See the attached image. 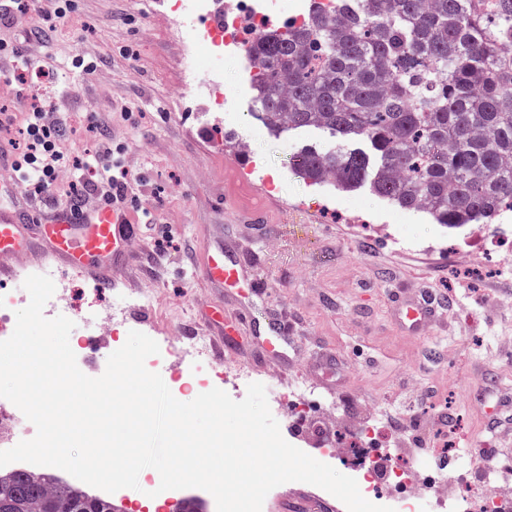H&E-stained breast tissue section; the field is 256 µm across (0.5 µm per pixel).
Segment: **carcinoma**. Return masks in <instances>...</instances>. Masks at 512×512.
<instances>
[{"label": "carcinoma", "mask_w": 512, "mask_h": 512, "mask_svg": "<svg viewBox=\"0 0 512 512\" xmlns=\"http://www.w3.org/2000/svg\"><path fill=\"white\" fill-rule=\"evenodd\" d=\"M257 114L308 182L365 185L450 227L512 211V0H312L248 41ZM0 512H114L47 476L0 475Z\"/></svg>", "instance_id": "carcinoma-1"}]
</instances>
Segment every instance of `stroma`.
I'll list each match as a JSON object with an SVG mask.
<instances>
[{"label": "stroma", "instance_id": "obj_1", "mask_svg": "<svg viewBox=\"0 0 512 512\" xmlns=\"http://www.w3.org/2000/svg\"><path fill=\"white\" fill-rule=\"evenodd\" d=\"M194 18L177 20L168 0H77L74 20L55 30L37 29L32 12L0 29L27 67L58 70L46 99L67 121L71 156L94 148L103 129L124 140L132 194L170 233L158 244L142 230L115 288L100 291L78 276L76 289L97 291L103 304L152 289L151 306L123 313L132 330L158 340L188 333L229 341L219 389L242 400L239 371L254 372L283 438L316 459L310 419L348 444L364 421L390 416L405 432L381 448L402 461L424 459L411 436L432 432L442 417L456 421L460 449L489 440L492 418L512 430V268L498 265L512 245V211L478 234L470 224L433 223L366 188L311 185L291 158L304 144L329 147L328 135L300 129L276 138L252 119L248 62L189 73L183 50ZM128 48L136 58L125 57ZM77 54L98 62L94 75L72 69ZM210 81L220 84L223 107H214ZM218 247L265 288L251 333L234 321L243 302L235 288L202 273L203 258ZM423 293L442 307L428 333L411 336L397 324L395 304ZM283 318L299 344L278 372L255 339ZM194 364L185 354L159 369L179 401L196 396ZM301 386L309 395L299 419L289 406ZM409 391L430 397L417 408L400 405L398 395Z\"/></svg>", "mask_w": 512, "mask_h": 512}]
</instances>
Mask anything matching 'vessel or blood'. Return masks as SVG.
Here are the masks:
<instances>
[{
  "label": "vessel or blood",
  "instance_id": "b4317fda",
  "mask_svg": "<svg viewBox=\"0 0 512 512\" xmlns=\"http://www.w3.org/2000/svg\"><path fill=\"white\" fill-rule=\"evenodd\" d=\"M35 236L45 242L57 259L90 276L102 289L112 287L124 273L135 242L123 215L101 204L93 205L86 213L71 218L63 215L50 221L22 216L0 206V277L8 275L12 265L33 257L31 239ZM204 274L209 280L227 286H244V297L251 303L264 293L257 280L243 281L238 262L225 251L208 254ZM401 318L403 327L413 335L421 334L429 325L427 310L419 306H406ZM288 345L284 324H269L261 348L282 360Z\"/></svg>",
  "mask_w": 512,
  "mask_h": 512
}]
</instances>
